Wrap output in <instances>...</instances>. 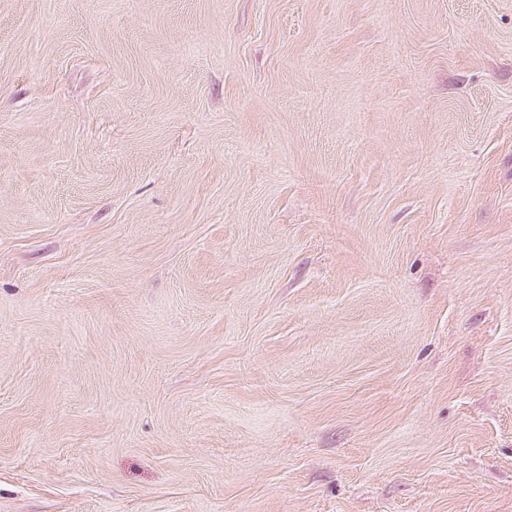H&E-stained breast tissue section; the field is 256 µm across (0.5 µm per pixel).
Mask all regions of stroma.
I'll return each mask as SVG.
<instances>
[{
  "instance_id": "stroma-1",
  "label": "stroma",
  "mask_w": 512,
  "mask_h": 512,
  "mask_svg": "<svg viewBox=\"0 0 512 512\" xmlns=\"http://www.w3.org/2000/svg\"><path fill=\"white\" fill-rule=\"evenodd\" d=\"M0 512H512V0H0Z\"/></svg>"
}]
</instances>
